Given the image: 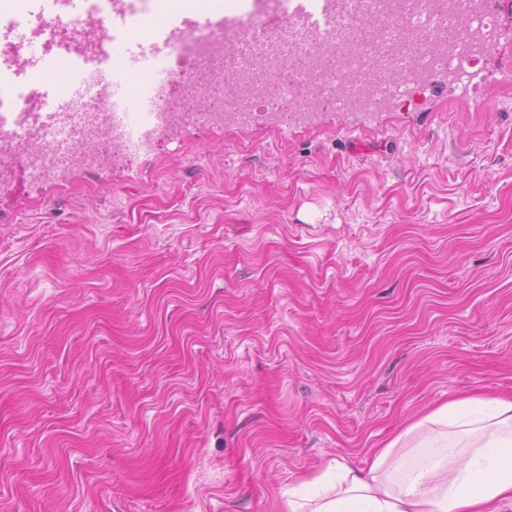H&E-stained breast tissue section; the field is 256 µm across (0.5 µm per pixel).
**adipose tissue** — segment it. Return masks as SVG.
I'll return each instance as SVG.
<instances>
[{
  "instance_id": "1",
  "label": "adipose tissue",
  "mask_w": 512,
  "mask_h": 512,
  "mask_svg": "<svg viewBox=\"0 0 512 512\" xmlns=\"http://www.w3.org/2000/svg\"><path fill=\"white\" fill-rule=\"evenodd\" d=\"M283 512H512V398L436 405L364 467L332 459L290 482Z\"/></svg>"
}]
</instances>
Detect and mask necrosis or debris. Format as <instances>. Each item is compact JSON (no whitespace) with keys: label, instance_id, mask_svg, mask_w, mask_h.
Listing matches in <instances>:
<instances>
[{"label":"necrosis or debris","instance_id":"4bbe7bcc","mask_svg":"<svg viewBox=\"0 0 512 512\" xmlns=\"http://www.w3.org/2000/svg\"><path fill=\"white\" fill-rule=\"evenodd\" d=\"M152 2L125 0L117 9L112 0H83V12L103 33L117 17L145 20ZM496 4L497 0H362L335 29L289 34V46L304 62L300 76L284 83L272 81L241 100L228 101L224 113L247 123L284 109L292 114L312 112L338 100L354 112H380L393 103L411 101L441 80L476 94L483 64L503 36ZM71 11V0H58L52 12L13 15L8 30L0 31V44L9 43L14 28L28 30L29 36L22 53L11 56V65L25 69V52L34 46L46 55L57 47L71 49L72 39L81 36L71 28ZM168 47L167 60L134 121L114 101L112 83L100 69L82 76L86 92L75 111L48 120L40 115L47 105L41 92L15 87L0 94V167L12 160L7 146L27 140L33 149L26 166L41 177L64 168L75 153L83 155L87 165H95L90 148L98 143L124 155L147 148L174 122L170 99L175 84L200 75L219 84L230 82L224 68L230 45L223 27L195 26L190 18H182ZM394 70L403 76L402 87H394L389 79ZM333 87L339 92L335 99L328 95Z\"/></svg>","mask_w":512,"mask_h":512}]
</instances>
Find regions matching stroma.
I'll return each instance as SVG.
<instances>
[{"mask_svg": "<svg viewBox=\"0 0 512 512\" xmlns=\"http://www.w3.org/2000/svg\"><path fill=\"white\" fill-rule=\"evenodd\" d=\"M163 0L150 28L237 10ZM477 98L181 127L0 196V512H280L512 397V36Z\"/></svg>", "mask_w": 512, "mask_h": 512, "instance_id": "35a3bbf8", "label": "stroma"}]
</instances>
